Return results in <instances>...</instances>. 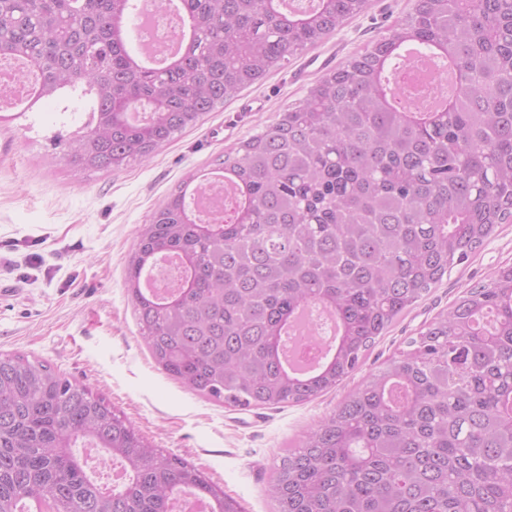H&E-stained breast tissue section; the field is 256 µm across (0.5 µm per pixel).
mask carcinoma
<instances>
[{
    "mask_svg": "<svg viewBox=\"0 0 512 512\" xmlns=\"http://www.w3.org/2000/svg\"><path fill=\"white\" fill-rule=\"evenodd\" d=\"M180 55L143 65L133 0H0V55L35 75L37 104L78 83L87 133L65 144L84 170L119 172L371 0H181ZM418 41L458 73L447 108L399 101L417 61L383 80L385 55ZM237 192L190 212L183 186L138 230L125 287L156 365L198 396L242 408L311 401L358 370L376 339L452 267L512 223V0H415L413 12L333 68L303 99L224 153ZM179 257L181 291L145 296L147 259ZM321 308L339 323L309 377L283 366L285 326ZM288 450L276 512H512V265L458 297ZM125 471L107 487L77 444ZM182 494L243 512L195 465L146 442L106 399L50 365L0 354V512H171Z\"/></svg>",
    "mask_w": 512,
    "mask_h": 512,
    "instance_id": "carcinoma-1",
    "label": "carcinoma"
}]
</instances>
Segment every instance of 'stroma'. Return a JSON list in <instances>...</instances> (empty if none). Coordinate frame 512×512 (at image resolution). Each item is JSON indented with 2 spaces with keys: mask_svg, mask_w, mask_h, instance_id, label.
Instances as JSON below:
<instances>
[{
  "mask_svg": "<svg viewBox=\"0 0 512 512\" xmlns=\"http://www.w3.org/2000/svg\"><path fill=\"white\" fill-rule=\"evenodd\" d=\"M413 0L371 8L318 46L207 113L151 158L119 172L71 164L64 141L83 135L91 101L67 89L0 123V352L38 358L101 394L152 446L200 468L244 512H274L268 486L286 449L410 337L469 288L512 264V224L454 266L335 391L273 409H241L196 395L155 365L138 334L125 276L137 233L189 172L213 168L241 139L298 102L322 73L314 57L343 64L385 36ZM255 102L253 112L243 111ZM62 145H54V137Z\"/></svg>",
  "mask_w": 512,
  "mask_h": 512,
  "instance_id": "stroma-1",
  "label": "stroma"
}]
</instances>
